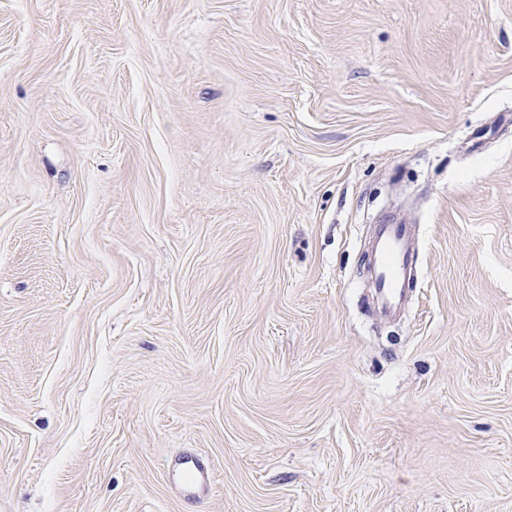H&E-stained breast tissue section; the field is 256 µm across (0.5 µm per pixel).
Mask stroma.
Masks as SVG:
<instances>
[{
  "instance_id": "stroma-1",
  "label": "stroma",
  "mask_w": 512,
  "mask_h": 512,
  "mask_svg": "<svg viewBox=\"0 0 512 512\" xmlns=\"http://www.w3.org/2000/svg\"><path fill=\"white\" fill-rule=\"evenodd\" d=\"M505 112L512 0H0V512H512ZM365 255L374 303L385 318L392 319L404 308L407 286L415 279L412 224L394 219L376 224L374 242ZM186 463L188 465L173 476L180 488L193 496L209 489L215 480L214 469L192 458Z\"/></svg>"
}]
</instances>
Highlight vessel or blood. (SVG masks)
<instances>
[{"label":"vessel or blood","mask_w":512,"mask_h":512,"mask_svg":"<svg viewBox=\"0 0 512 512\" xmlns=\"http://www.w3.org/2000/svg\"><path fill=\"white\" fill-rule=\"evenodd\" d=\"M416 259L411 225L393 219L377 225L374 242L366 252V268L374 303L385 318L396 317L404 308L408 285L415 278ZM174 480L184 492L194 495L212 486L215 473L211 466L192 459Z\"/></svg>","instance_id":"vessel-or-blood-1"}]
</instances>
